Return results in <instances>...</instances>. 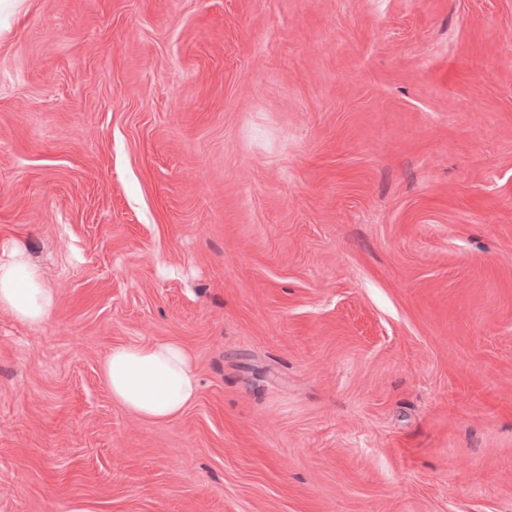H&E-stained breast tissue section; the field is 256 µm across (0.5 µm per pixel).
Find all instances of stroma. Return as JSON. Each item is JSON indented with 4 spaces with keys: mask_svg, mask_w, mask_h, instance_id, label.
Wrapping results in <instances>:
<instances>
[{
    "mask_svg": "<svg viewBox=\"0 0 512 512\" xmlns=\"http://www.w3.org/2000/svg\"><path fill=\"white\" fill-rule=\"evenodd\" d=\"M10 247L0 512H512V0H0ZM56 305L57 296L45 286L37 266L17 252L0 257V308L23 323L39 326ZM101 373L112 399L146 422L173 421L199 397L195 360L175 341L113 346L102 360Z\"/></svg>",
    "mask_w": 512,
    "mask_h": 512,
    "instance_id": "1",
    "label": "stroma"
}]
</instances>
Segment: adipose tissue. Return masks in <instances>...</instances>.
<instances>
[{
	"label": "adipose tissue",
	"mask_w": 512,
	"mask_h": 512,
	"mask_svg": "<svg viewBox=\"0 0 512 512\" xmlns=\"http://www.w3.org/2000/svg\"><path fill=\"white\" fill-rule=\"evenodd\" d=\"M56 305L57 296L45 286L37 266L16 252L0 256V308L38 326ZM101 373L113 400L151 423L179 418L199 397L195 360L175 341L114 346L102 360Z\"/></svg>",
	"instance_id": "adipose-tissue-1"
}]
</instances>
